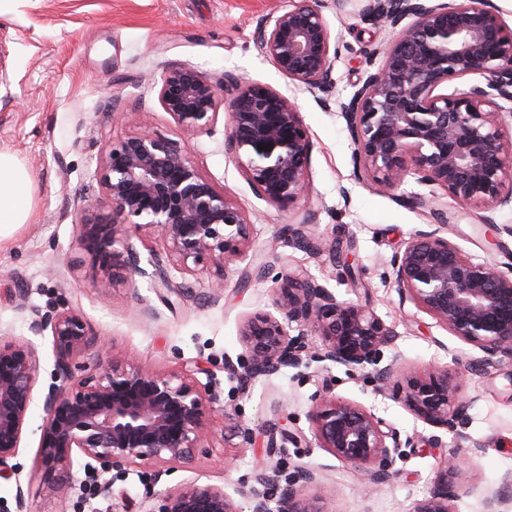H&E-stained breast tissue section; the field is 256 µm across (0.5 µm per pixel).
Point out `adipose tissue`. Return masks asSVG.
<instances>
[{"instance_id": "ef3b65f1", "label": "adipose tissue", "mask_w": 512, "mask_h": 512, "mask_svg": "<svg viewBox=\"0 0 512 512\" xmlns=\"http://www.w3.org/2000/svg\"><path fill=\"white\" fill-rule=\"evenodd\" d=\"M37 187L15 157L0 150V239L16 225L26 223Z\"/></svg>"}]
</instances>
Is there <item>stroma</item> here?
Here are the masks:
<instances>
[{"label":"stroma","instance_id":"35a3bbf8","mask_svg":"<svg viewBox=\"0 0 512 512\" xmlns=\"http://www.w3.org/2000/svg\"><path fill=\"white\" fill-rule=\"evenodd\" d=\"M284 0H5L0 6V149L13 154L39 191L26 223L0 241V335L30 338V310L79 309L94 334L105 337L116 359L134 361L164 374L199 367L224 387L223 431L207 437L193 468L178 467L168 484L190 479L234 489L255 473L278 466L293 475L297 466L318 467L321 485L335 486L328 512H413L428 496L438 468L450 457L470 465L467 493L457 512H482L486 489L512 472V364H478V350L465 345L435 320L401 304L390 261L411 234L434 223V211L450 219L439 231L465 255L501 266L512 264V208H461L444 191L408 176L395 191L353 175L354 145L339 103L348 97L391 38L383 24L368 20V0H319L336 47L330 93L291 86L273 64L258 56L253 33ZM182 64L220 77L227 73L287 91L313 143L310 195L281 209L259 200L224 151V125L194 138L191 158L200 173L247 215L251 224L249 262L263 277L242 280L245 262L227 257L224 290L212 295L210 275L175 279L184 296L144 281L102 290V274L78 242L77 222L86 202L103 216L112 209L97 174L111 143L140 134L173 140L182 133L156 101L164 70ZM427 206L413 204V197ZM310 212L312 231L325 245L312 254L289 246L281 231ZM307 270L339 298L373 309L398 334L385 358H398L407 375L448 367L470 408L464 441L432 448L429 427L402 403L380 394L372 369L308 359L270 379L241 384L224 368L241 365L239 327L248 315L271 309L272 288L289 268ZM150 314H141L142 306ZM337 396L373 408L412 444L403 448L389 484L379 487L307 442V411L322 380ZM40 409L15 459L27 490L29 512H75L51 491L34 468ZM253 432L243 445L238 426ZM277 425L296 435L281 454L267 453V431Z\"/></svg>","mask_w":512,"mask_h":512}]
</instances>
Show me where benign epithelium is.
<instances>
[{
  "mask_svg": "<svg viewBox=\"0 0 512 512\" xmlns=\"http://www.w3.org/2000/svg\"><path fill=\"white\" fill-rule=\"evenodd\" d=\"M317 2L288 0L279 14L260 23L254 45L295 87L324 92L334 84L335 51ZM370 13L392 37L381 63L339 103L354 144L356 176L369 175L382 189L394 190L412 174L461 205H512V144L503 134L505 117L512 118V27L488 0H373ZM451 82L456 86L450 91ZM227 83L234 89L229 98L220 95ZM157 101L186 139L142 134L111 144L98 174L112 215L122 222L95 214L90 202L78 223L79 242L104 273L102 288L115 283L118 243L126 254L123 266L151 287L178 295L172 277L209 266L214 268L209 288L217 293L224 288L225 257L242 254L249 241V221L200 174L189 157V139L210 132L225 108L224 151L233 155L258 199L285 209L310 189L309 130L287 93L231 74L219 80L191 67L170 66ZM260 145L267 150H258ZM309 224L305 212L287 225L288 243L317 249ZM155 234L165 242L163 255L146 244ZM391 266L402 303L478 349L479 363L512 362V269L504 272L469 258L435 229L416 230ZM273 294L274 311L256 312L242 323L244 381L302 366L313 338L322 362L374 367L379 392L402 401L435 430L430 436L435 447H443V433L462 436L468 405L448 368L432 367L399 380L396 360L382 363L383 350L395 343L397 332L303 270L282 274ZM31 314L34 335L48 337L56 383L40 395L38 344L0 336V479L15 481L14 512L28 510L9 462L22 448L38 397V469L62 500L76 495L89 512L98 509L85 495L82 477L98 479L148 464L156 466L151 486L162 485L165 466H190L201 441L224 420V392L214 375L206 374L203 382L195 376L200 368L164 375L117 360L75 308ZM308 420L316 447L369 482L382 486L395 474L403 447L400 432L385 427L366 406L333 394L325 379ZM320 480L313 466L283 480L279 469L263 470L251 485L231 492L191 480L150 491L147 502L158 506L143 502L138 512H242L239 497L247 500L249 512H270L274 487L278 512H325L324 497L304 492ZM468 484V469L446 460L413 512H456L450 489ZM511 484L512 472L501 486L488 489L483 512H509L512 498L503 488Z\"/></svg>",
  "mask_w": 512,
  "mask_h": 512,
  "instance_id": "benign-epithelium-1",
  "label": "benign epithelium"
}]
</instances>
